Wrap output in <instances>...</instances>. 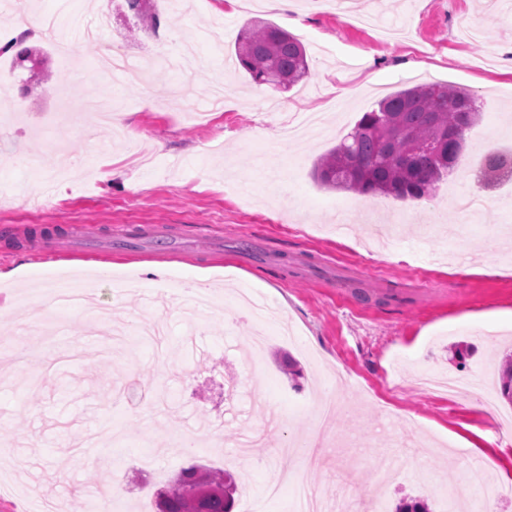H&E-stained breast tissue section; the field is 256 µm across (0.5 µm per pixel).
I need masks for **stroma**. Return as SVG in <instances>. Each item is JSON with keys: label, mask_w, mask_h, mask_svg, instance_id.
I'll return each instance as SVG.
<instances>
[{"label": "stroma", "mask_w": 512, "mask_h": 512, "mask_svg": "<svg viewBox=\"0 0 512 512\" xmlns=\"http://www.w3.org/2000/svg\"><path fill=\"white\" fill-rule=\"evenodd\" d=\"M18 2L56 15L74 53L64 59L39 40L45 60L34 73L0 58L16 103L0 128V305H13L11 324L0 326V512H38L45 502L99 512L97 491L113 483L120 512H154L155 490L193 463L233 472L258 512H290V496L264 497L276 473L308 475L326 494L345 490L352 512H366L368 492L391 468L401 475L389 504L420 498L432 512H448V476L469 464L512 476V451L499 449L497 421L478 395L450 402L413 383L432 370L492 386V368L512 349V240L501 232L512 227V182L488 190L479 218L454 202L475 187L476 139L512 149V0H348L347 10L375 16L372 28L307 0L259 9L180 0L177 14L152 0L157 32L126 10L114 18L131 55L162 58L146 83L129 87L100 74V43L69 27L93 22L99 0ZM255 17L303 42L302 83L276 90L244 70L226 73L238 31ZM428 81L465 87L481 105L433 198L317 184V159L363 112ZM67 98L118 101L125 138L103 129L86 139L84 113L71 112L55 140L47 121ZM296 112L320 113L317 133L273 151ZM69 284L90 289L112 325H166L164 358L136 341L110 350L104 326L72 310L54 334L62 356L19 362L24 322L47 291ZM244 294L267 301L293 338L245 313ZM286 355L300 387L281 368ZM117 389L158 397L121 406ZM315 392L340 401L331 427L353 445L325 447L316 465L303 452L277 455L315 439L305 408ZM183 438L193 448L179 450ZM117 456L123 468L99 467ZM425 460L436 488L416 479Z\"/></svg>", "instance_id": "1"}]
</instances>
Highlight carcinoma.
I'll return each mask as SVG.
<instances>
[{
  "label": "carcinoma",
  "mask_w": 512,
  "mask_h": 512,
  "mask_svg": "<svg viewBox=\"0 0 512 512\" xmlns=\"http://www.w3.org/2000/svg\"><path fill=\"white\" fill-rule=\"evenodd\" d=\"M146 0H127L144 26L157 27ZM238 64L261 85L290 88L309 74L303 43L264 20L239 30ZM480 105L466 88L429 82L399 90L363 113L351 132L321 157L314 177L327 188L361 195L419 201L435 196L439 182L457 166L467 130L478 121ZM512 172V153L491 152L480 164L487 187ZM500 394L512 404V354L503 357ZM237 491L231 474L198 465L182 469L158 489L156 512H233Z\"/></svg>",
  "instance_id": "obj_1"
}]
</instances>
